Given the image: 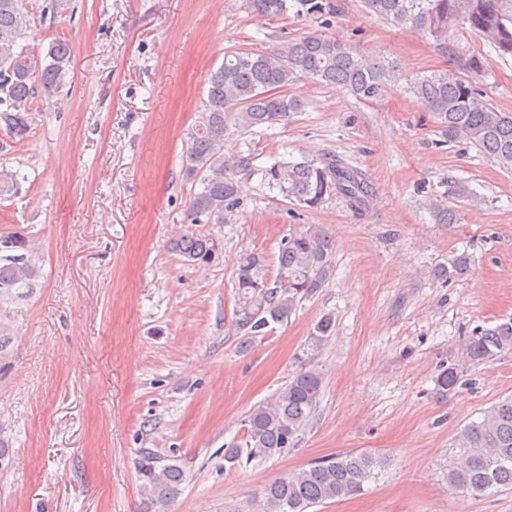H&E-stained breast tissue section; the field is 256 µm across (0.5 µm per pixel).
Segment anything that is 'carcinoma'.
Wrapping results in <instances>:
<instances>
[{
  "label": "carcinoma",
  "mask_w": 512,
  "mask_h": 512,
  "mask_svg": "<svg viewBox=\"0 0 512 512\" xmlns=\"http://www.w3.org/2000/svg\"><path fill=\"white\" fill-rule=\"evenodd\" d=\"M368 8L398 28L427 33L455 67L415 80L412 91L432 114L448 141L462 140L505 169H512V112L483 98L471 79L484 72V60L464 57L450 32L460 25L482 35L501 56L512 57V0H365ZM261 18L295 10L306 15H328V0H248ZM30 18L23 0H0V124L15 138L29 129L30 108L38 97L48 98L66 77L74 50L62 40L35 53L21 45ZM346 90L363 98L378 97L389 70L334 37L310 32L281 51L230 52L206 79V99L198 120L184 140L183 174L200 185L189 199L193 224H222L240 204L237 171L248 162L224 161V137L230 128L250 130L288 122L304 104L283 94L297 76ZM263 181L285 197L315 208L339 192L355 206L368 203L367 185L358 172L332 157L279 161L261 170ZM24 244L12 234L0 236V296L29 288L38 268L22 252ZM171 250L194 265L219 260L220 243L206 234L184 235ZM333 245L319 224L302 225L288 233L276 258L274 287L265 278L266 257L255 251L241 255L235 272L236 324L256 337L271 324L288 321L301 300L316 294L331 276ZM471 273L468 256L461 254L440 274L464 278ZM332 315L315 324L312 340L320 344L331 336ZM467 358L481 363L512 352V318L476 329L464 344ZM323 390L322 373L302 367L267 402L252 409L245 421L243 448H228L224 460L232 465L246 459L266 460L294 447L312 422ZM461 462L448 468V485L462 494L512 488V398L493 404L460 432ZM379 461L365 453H345L322 459L309 468L279 477L261 490L262 512H308L327 500L359 493ZM139 474L151 500L167 504L184 481L183 470L162 465L153 452L142 450Z\"/></svg>",
  "instance_id": "obj_1"
}]
</instances>
